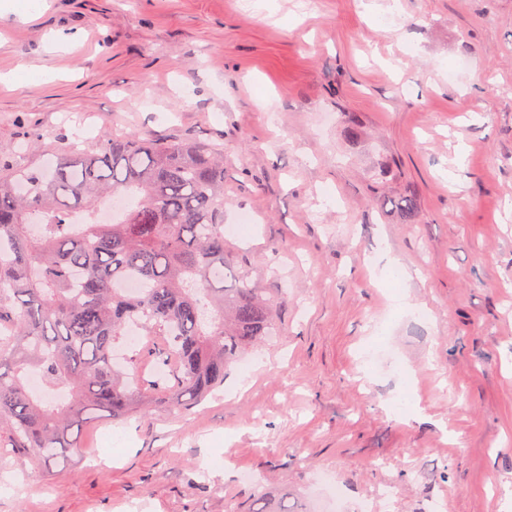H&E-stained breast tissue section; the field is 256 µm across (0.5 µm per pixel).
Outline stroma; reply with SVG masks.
Here are the masks:
<instances>
[{"instance_id": "stroma-1", "label": "stroma", "mask_w": 512, "mask_h": 512, "mask_svg": "<svg viewBox=\"0 0 512 512\" xmlns=\"http://www.w3.org/2000/svg\"><path fill=\"white\" fill-rule=\"evenodd\" d=\"M385 2L0 0V169L136 131L222 151L224 223L254 219L227 247L278 324L201 405L87 427L47 476L0 458V512H246L270 487L512 512V0ZM380 248L412 280L372 277ZM374 345L399 370L369 377Z\"/></svg>"}]
</instances>
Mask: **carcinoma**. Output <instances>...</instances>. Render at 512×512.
Wrapping results in <instances>:
<instances>
[{
	"label": "carcinoma",
	"instance_id": "carcinoma-1",
	"mask_svg": "<svg viewBox=\"0 0 512 512\" xmlns=\"http://www.w3.org/2000/svg\"><path fill=\"white\" fill-rule=\"evenodd\" d=\"M109 196L129 205L102 223ZM224 204L223 155L144 132L0 175V455L32 453L49 475L81 447L84 423L199 403L274 335L271 304L224 246ZM128 280L142 288L128 291ZM132 323L153 337L147 356L173 368L175 385L114 362ZM32 369L67 398L33 394ZM248 512L297 510L288 494L264 491Z\"/></svg>",
	"mask_w": 512,
	"mask_h": 512
}]
</instances>
